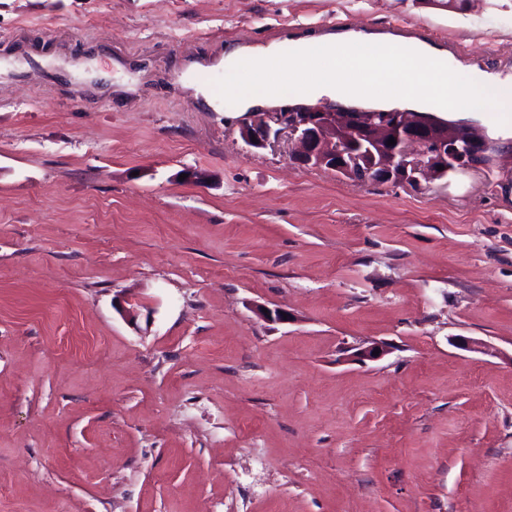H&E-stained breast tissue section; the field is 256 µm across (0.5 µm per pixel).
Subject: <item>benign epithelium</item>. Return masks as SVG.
<instances>
[{
    "mask_svg": "<svg viewBox=\"0 0 512 512\" xmlns=\"http://www.w3.org/2000/svg\"><path fill=\"white\" fill-rule=\"evenodd\" d=\"M363 109L322 110L307 105L259 112L240 133L254 148L291 140L290 159L326 167L353 180L418 184L450 173L474 171L494 160V150L466 127L422 111L386 110L363 121ZM391 138L396 143L387 144ZM442 169H437V166Z\"/></svg>",
    "mask_w": 512,
    "mask_h": 512,
    "instance_id": "1",
    "label": "benign epithelium"
}]
</instances>
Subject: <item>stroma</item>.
Instances as JSON below:
<instances>
[{"label": "stroma", "mask_w": 512, "mask_h": 512, "mask_svg": "<svg viewBox=\"0 0 512 512\" xmlns=\"http://www.w3.org/2000/svg\"><path fill=\"white\" fill-rule=\"evenodd\" d=\"M363 27L512 76V0H0V512H512V132L358 183L193 91Z\"/></svg>", "instance_id": "obj_1"}]
</instances>
